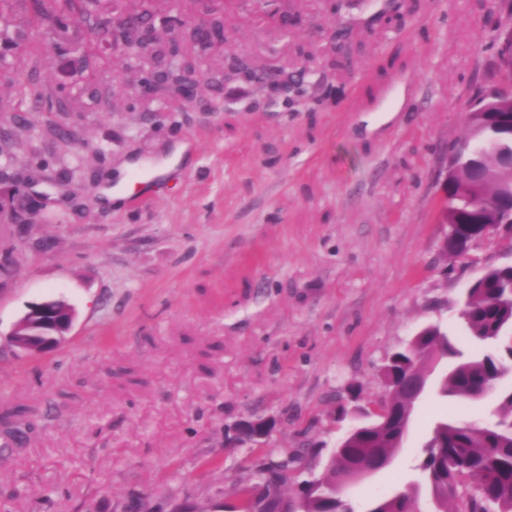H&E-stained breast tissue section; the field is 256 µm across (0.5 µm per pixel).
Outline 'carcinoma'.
Wrapping results in <instances>:
<instances>
[{
  "label": "carcinoma",
  "instance_id": "1",
  "mask_svg": "<svg viewBox=\"0 0 512 512\" xmlns=\"http://www.w3.org/2000/svg\"><path fill=\"white\" fill-rule=\"evenodd\" d=\"M52 10L65 19L93 22L88 0H53ZM468 141L473 152L455 157L460 179H470L474 168L493 171L482 187L484 197L498 195L512 187V168L503 157L512 154V138L496 128L470 127ZM473 349H457L437 326H427L411 343L390 355L383 379L389 389L392 413L387 420L359 425L345 434L341 447L333 450L325 474L315 487L302 495L284 496L276 492L288 512H332L340 509L343 491L360 479L359 466L373 456V472L387 468L400 448L408 427L401 413L412 409L415 399L406 390V374L426 369L435 353L455 358L453 367L442 377L437 392L443 397L479 400L487 394L486 385L512 374V344L495 347L504 329L512 327V267H493L468 289L462 309ZM21 412L0 413V427L15 438ZM478 480L482 492L463 503L459 488ZM429 494L435 512H448V500L456 502L453 512H512V388L501 391L495 419L439 421L423 448V459L414 478L391 495L374 501L369 512H416L423 494ZM267 494L244 493L227 512H262Z\"/></svg>",
  "mask_w": 512,
  "mask_h": 512
}]
</instances>
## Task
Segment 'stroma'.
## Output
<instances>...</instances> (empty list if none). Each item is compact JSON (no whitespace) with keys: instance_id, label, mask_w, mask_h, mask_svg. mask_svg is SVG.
Returning a JSON list of instances; mask_svg holds the SVG:
<instances>
[{"instance_id":"obj_1","label":"stroma","mask_w":512,"mask_h":512,"mask_svg":"<svg viewBox=\"0 0 512 512\" xmlns=\"http://www.w3.org/2000/svg\"><path fill=\"white\" fill-rule=\"evenodd\" d=\"M287 0L288 34L227 0L229 44L207 52L194 102L143 111L122 51L57 70L56 38L27 27L0 55V408L23 406L22 439L0 447L6 512H214L295 454L284 494L320 478L348 428L340 405L385 394L384 359L437 324L469 349L460 317L485 268L512 262V233L442 248L448 148L468 136L479 88L495 78L512 0ZM349 49L266 104L215 82L226 53L265 67L274 50L319 54L334 26ZM35 82L54 112L23 111ZM182 159L146 179L174 145ZM143 168L131 169L132 161ZM142 204L108 205L119 170ZM76 313L56 349L27 355L9 334L31 304ZM498 391L470 402L427 392L390 466L347 488L356 512L409 481L435 422L488 420ZM273 420L241 444L246 420Z\"/></svg>"}]
</instances>
